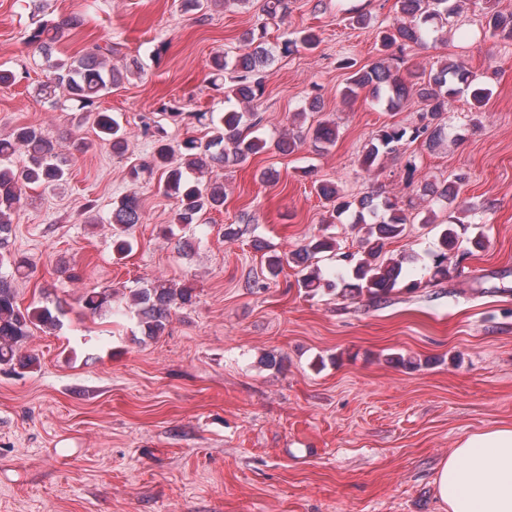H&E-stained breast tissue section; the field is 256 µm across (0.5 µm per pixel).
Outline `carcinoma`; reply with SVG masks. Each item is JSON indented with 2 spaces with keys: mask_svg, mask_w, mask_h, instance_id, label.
Listing matches in <instances>:
<instances>
[{
  "mask_svg": "<svg viewBox=\"0 0 512 512\" xmlns=\"http://www.w3.org/2000/svg\"><path fill=\"white\" fill-rule=\"evenodd\" d=\"M460 0H398L401 14L408 18L393 25L376 23L369 12L357 11L348 17L351 26L365 29L377 27L381 57L369 65L356 67V63L344 62L350 70L342 99L352 100L364 92L372 102L387 111H396L410 101L422 104L418 124L412 129L387 127L379 130L376 137L365 146L362 165L370 168L381 157L398 150L402 141L418 140L432 148L447 136L442 116L447 111L448 99L460 94L470 97L471 106L478 112L490 96V88L481 76L457 62H444L428 70H408V78L394 74L404 62L407 48L423 45L436 32H441L459 13ZM254 0H182L186 11H210L220 5L253 7ZM288 11L286 0H262L259 12L267 20L284 16ZM485 25L493 37L512 40V12L490 9L485 12ZM80 25L76 15L54 19H39L27 37L49 63L50 76L39 87L40 95L56 105L60 99L70 103L73 112L96 113L98 137L109 142L112 154L122 156L128 150V133L108 112L99 109V100L114 86L123 83L130 73L126 66L112 63V44H94L78 56L59 57L57 44L68 31ZM266 25L245 33L247 52L233 58L215 56L212 59L210 82L224 87V114L218 117L196 115L197 120L208 119L206 139H188L178 147L157 140L150 163L135 167L130 175L138 181L141 174L158 172L159 191L175 200L173 223L196 224L210 211L224 207V185L205 182L199 174L205 170L223 169L246 161L250 156L266 148L267 141L255 135L261 123L257 112L258 102L264 94V80L260 72L269 68L275 60L276 50L291 54L297 48L313 49L318 36L300 30L283 40L276 49L265 43ZM320 111L318 102L312 101L295 116L301 120L294 133L280 136L274 148L288 154L306 142L326 149L336 139V126L330 120L311 122L308 114ZM23 153L28 164L16 168L13 156ZM69 159L59 149V143L33 126H17L7 136H0V266L13 267L18 274L29 265L24 257L12 254L9 249L13 231V215L20 203L22 188L28 184L59 185L69 175ZM464 177L452 181L427 183L424 195L441 207L457 202ZM318 194L333 206L331 217L338 219L347 214L352 223L365 230L358 240L362 258L354 260V254H343V264L321 275L320 268H310L308 261L321 253H333L336 241L331 238L311 240L302 248L291 252V259L298 267L296 284L299 288L329 291L342 285L357 293H366L371 300L388 298L404 287L409 290L420 287L421 280L412 278V272L403 265L420 263L418 255L411 253L398 260L382 258L386 241L398 237L404 231L407 217L397 202L387 196L366 193L359 199L350 200L335 186L319 182ZM143 210L136 193L131 192L112 203L111 226L112 250L120 256L131 250V234L142 223ZM459 234L453 227L443 229L438 236V250L431 254V263L423 264L422 270L429 275L428 282L443 280L451 273V257L459 249ZM135 315L143 333L154 338L163 332L173 309L189 305L193 289L173 288L164 284H151L131 291ZM84 314L102 313L125 315L127 309L114 303L110 288H92L80 297ZM63 308L56 304L21 307L17 294L10 283L0 278V367L19 362L26 367L34 357L20 356L19 349L30 336L31 326H43L54 330L61 325Z\"/></svg>",
  "mask_w": 512,
  "mask_h": 512,
  "instance_id": "cac0c4a2",
  "label": "carcinoma"
}]
</instances>
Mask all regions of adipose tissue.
<instances>
[{
    "instance_id": "ef3b65f1",
    "label": "adipose tissue",
    "mask_w": 512,
    "mask_h": 512,
    "mask_svg": "<svg viewBox=\"0 0 512 512\" xmlns=\"http://www.w3.org/2000/svg\"><path fill=\"white\" fill-rule=\"evenodd\" d=\"M434 485L445 512H512V427L461 439Z\"/></svg>"
}]
</instances>
